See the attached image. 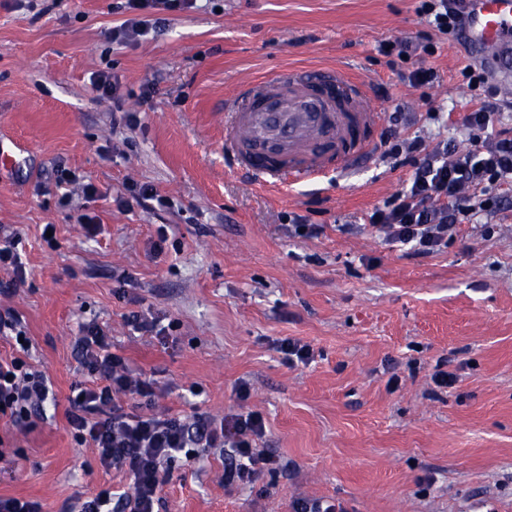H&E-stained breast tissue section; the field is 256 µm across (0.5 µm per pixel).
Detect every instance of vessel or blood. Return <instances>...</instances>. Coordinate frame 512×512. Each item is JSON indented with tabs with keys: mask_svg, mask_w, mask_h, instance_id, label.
<instances>
[{
	"mask_svg": "<svg viewBox=\"0 0 512 512\" xmlns=\"http://www.w3.org/2000/svg\"><path fill=\"white\" fill-rule=\"evenodd\" d=\"M471 37L512 98V0H467ZM368 87L344 67L282 69L224 101V151L261 185L283 189L369 160L381 122Z\"/></svg>",
	"mask_w": 512,
	"mask_h": 512,
	"instance_id": "obj_1",
	"label": "vessel or blood"
}]
</instances>
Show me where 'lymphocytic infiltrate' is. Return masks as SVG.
Masks as SVG:
<instances>
[{
  "label": "lymphocytic infiltrate",
  "mask_w": 512,
  "mask_h": 512,
  "mask_svg": "<svg viewBox=\"0 0 512 512\" xmlns=\"http://www.w3.org/2000/svg\"><path fill=\"white\" fill-rule=\"evenodd\" d=\"M196 0H125L129 13L112 32L115 42L126 44L142 35L154 12H182ZM421 22L448 36L461 37L466 16L460 0H420ZM382 54L412 56V70L398 72L401 82L413 87L433 84L438 73L425 59L434 55L433 43L422 45L398 38L382 43ZM475 101L463 118L470 146L461 150L444 142L430 146L422 137L404 136L395 127L383 133L391 154L403 155L411 173L402 187L383 205L374 207L364 221L384 241L408 246L413 255L426 257L454 240L459 225L486 216L483 236L494 227L490 220L504 210L512 195V128L499 124L496 89L483 70L467 65L461 71ZM87 381L77 383L69 398L67 421L75 439L91 444L100 463L127 470L134 477L132 492L103 490L71 506L69 512H158L170 463L178 456L198 458L216 449L224 457V482L250 484L266 473L286 470L274 452L257 448L266 426L256 413L219 422L199 414L193 419L150 413L159 395L156 382L133 372L123 356L111 352L108 335L97 325L85 326L76 342ZM53 398L46 375L26 360H0V420L32 428L34 415L43 413ZM137 400L147 406L138 413L126 406Z\"/></svg>",
  "instance_id": "f902f5d3"
}]
</instances>
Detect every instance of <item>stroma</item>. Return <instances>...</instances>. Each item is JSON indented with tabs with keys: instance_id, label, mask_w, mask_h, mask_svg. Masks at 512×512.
<instances>
[{
	"instance_id": "35a3bbf8",
	"label": "stroma",
	"mask_w": 512,
	"mask_h": 512,
	"mask_svg": "<svg viewBox=\"0 0 512 512\" xmlns=\"http://www.w3.org/2000/svg\"><path fill=\"white\" fill-rule=\"evenodd\" d=\"M121 2L0 0V141L22 147L17 165H0V229L20 234L28 271L0 308L21 318L27 359L56 399L33 430L0 421L13 455L0 496L65 512L72 499L130 489L127 472L101 466L67 430L83 378L75 342L95 322L158 382L156 411L259 412L262 447L289 464L288 475L227 487L222 457L177 458L160 512H292L301 498L345 512H512V206L490 237L465 224L444 252L414 257L363 224L407 178L397 160L377 153L273 191L224 155L226 95L290 65L345 63L374 109L404 113L406 132L467 147L460 70L476 56L418 24V0H199L130 44L112 40L128 17ZM398 37L430 38L438 82L398 83L407 61L378 50ZM97 71L117 78L112 98L93 89ZM62 169L97 196L58 185ZM144 184L169 207L139 202L131 188ZM80 213L96 217L97 237ZM294 215L323 235L289 234ZM132 311L177 326L166 339L135 332ZM286 337L310 345L308 364L283 363L275 344ZM439 369L452 387L435 386Z\"/></svg>"
}]
</instances>
